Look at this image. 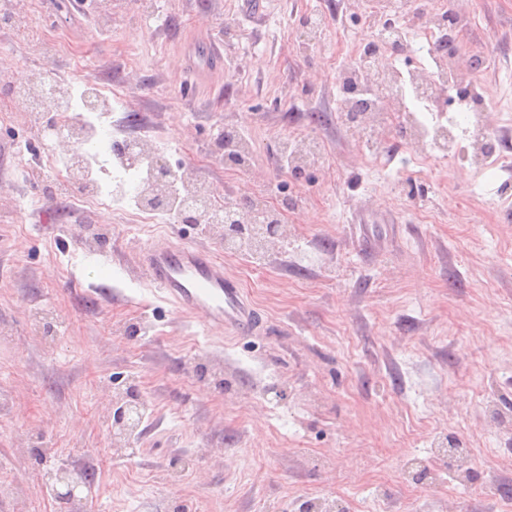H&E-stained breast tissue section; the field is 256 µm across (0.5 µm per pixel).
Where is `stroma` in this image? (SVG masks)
Instances as JSON below:
<instances>
[{
  "instance_id": "obj_1",
  "label": "stroma",
  "mask_w": 512,
  "mask_h": 512,
  "mask_svg": "<svg viewBox=\"0 0 512 512\" xmlns=\"http://www.w3.org/2000/svg\"><path fill=\"white\" fill-rule=\"evenodd\" d=\"M71 2L0 0V95L120 87L101 144L150 140L236 207L274 197L288 239L234 252L197 224L143 227L128 194L73 204L45 120L0 116V512H72L47 474L60 461L89 478L81 512H495L482 488L512 498V173L431 162L398 130L369 143L342 120L336 73L379 34L377 0H92L88 16ZM450 3L457 55L491 61L460 133L512 155V0ZM35 22L47 40L15 44ZM213 40L223 67L185 83L187 46ZM228 128L253 146L245 167L224 163ZM288 133L326 161L291 173ZM167 241L220 254L261 333L228 337L144 285L139 249ZM131 390L142 418L116 449ZM462 448L477 460L465 484ZM131 402L124 404L117 408L112 416L113 426L117 428V433H112V441L114 446H120V442L124 439L130 430V410L133 407H138L139 398L136 394L131 392Z\"/></svg>"
}]
</instances>
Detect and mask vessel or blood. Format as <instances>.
Here are the masks:
<instances>
[{"mask_svg":"<svg viewBox=\"0 0 512 512\" xmlns=\"http://www.w3.org/2000/svg\"><path fill=\"white\" fill-rule=\"evenodd\" d=\"M144 280L165 294L184 314L202 315L206 324L238 336L259 331L264 320L224 263L212 252L189 243L156 245L143 256Z\"/></svg>","mask_w":512,"mask_h":512,"instance_id":"vessel-or-blood-1","label":"vessel or blood"}]
</instances>
